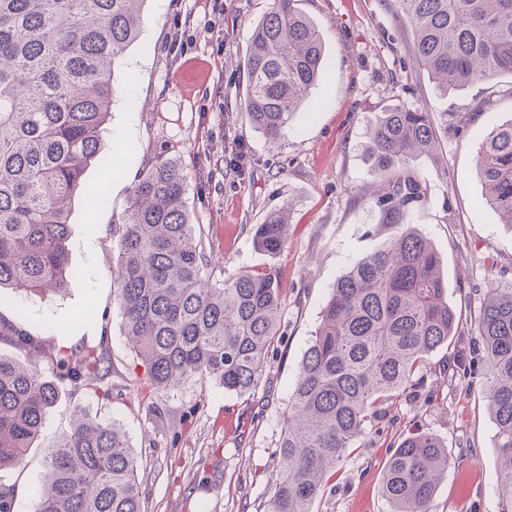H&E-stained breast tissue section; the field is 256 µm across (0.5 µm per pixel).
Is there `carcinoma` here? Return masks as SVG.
Wrapping results in <instances>:
<instances>
[{
  "label": "carcinoma",
  "instance_id": "carcinoma-1",
  "mask_svg": "<svg viewBox=\"0 0 512 512\" xmlns=\"http://www.w3.org/2000/svg\"><path fill=\"white\" fill-rule=\"evenodd\" d=\"M145 0H0V289L61 291L75 271L66 241L74 191L97 156L112 109L114 66L140 32ZM299 0H271L243 68L246 113L275 143L312 96L324 53ZM414 55L446 92L512 73V0H399ZM432 114L396 106L370 130L378 161L375 205L404 229L366 256L331 290L301 361L274 454L269 496L255 512H314L355 442L401 398L424 386L431 354L461 334L432 244L411 227L427 189L406 173L437 150ZM477 170L485 202L512 227V121L481 142ZM185 176L168 161L132 186L118 225L113 302L125 336L157 391L209 377L239 394L258 385L279 336L276 275L241 271L210 283L208 258L185 204ZM286 212L255 226L257 247L279 253ZM471 333L482 342L483 391L502 461L497 512H512V286L490 283ZM0 341L43 357L55 375L0 357V468L42 436L58 383L90 387L100 359L83 349H46L23 314L0 316ZM451 463L430 431L401 438L381 492L391 512H431ZM37 512H144L137 462L117 425L77 411L51 446Z\"/></svg>",
  "mask_w": 512,
  "mask_h": 512
}]
</instances>
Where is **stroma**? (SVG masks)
Segmentation results:
<instances>
[{
  "instance_id": "35a3bbf8",
  "label": "stroma",
  "mask_w": 512,
  "mask_h": 512,
  "mask_svg": "<svg viewBox=\"0 0 512 512\" xmlns=\"http://www.w3.org/2000/svg\"><path fill=\"white\" fill-rule=\"evenodd\" d=\"M270 0H146L137 41L115 68L117 87L98 157L72 201L63 292H1L0 315L22 312L27 331L72 349L93 348L108 371L96 390L62 391L42 439L0 469L16 487L14 512H36L49 446L69 432L74 409L116 423L137 459L145 512H255L280 466L272 449L288 412L302 356L336 281L397 227L373 200L369 131L396 106L455 116L440 129L438 153L412 160L427 194L412 222L442 259L448 301L476 315L489 282L512 283V226L480 203L476 151L491 128L512 119V75L442 93L414 58V34L397 0H301L325 46L317 96L268 143L244 110L237 63ZM182 168L185 200L223 285L241 270L274 271L281 333L255 390L225 391L193 378L168 392L147 383L112 302L119 251L115 230L132 186L161 161ZM287 209L288 239L270 256L253 228ZM472 363L466 376L437 378L432 398L398 405L383 432L360 438L316 512H390L381 477L409 430L437 434L452 462L432 512H496L500 463L496 432Z\"/></svg>"
}]
</instances>
